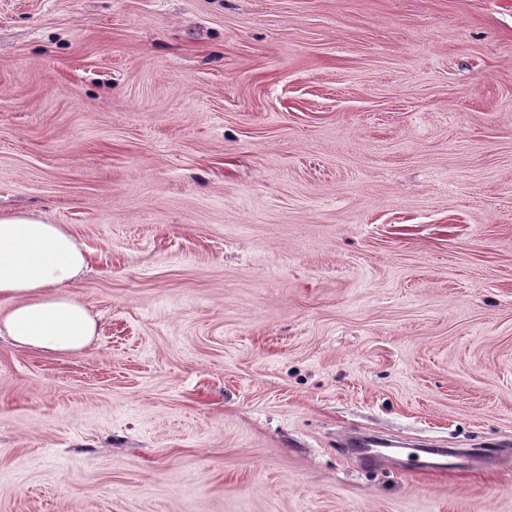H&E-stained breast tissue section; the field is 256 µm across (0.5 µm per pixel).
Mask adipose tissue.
Returning <instances> with one entry per match:
<instances>
[{
  "instance_id": "obj_1",
  "label": "adipose tissue",
  "mask_w": 512,
  "mask_h": 512,
  "mask_svg": "<svg viewBox=\"0 0 512 512\" xmlns=\"http://www.w3.org/2000/svg\"><path fill=\"white\" fill-rule=\"evenodd\" d=\"M85 265V253L65 225L0 214V335L44 353L86 348L99 325L70 289Z\"/></svg>"
}]
</instances>
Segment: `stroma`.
<instances>
[{
  "mask_svg": "<svg viewBox=\"0 0 512 512\" xmlns=\"http://www.w3.org/2000/svg\"><path fill=\"white\" fill-rule=\"evenodd\" d=\"M13 212L99 334L0 338V512H512V0H0Z\"/></svg>",
  "mask_w": 512,
  "mask_h": 512,
  "instance_id": "obj_1",
  "label": "stroma"
}]
</instances>
